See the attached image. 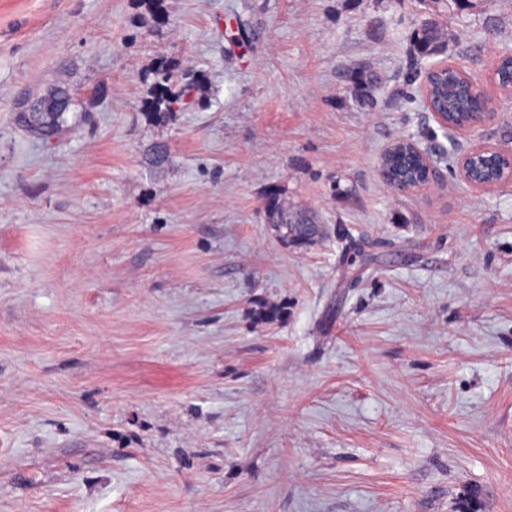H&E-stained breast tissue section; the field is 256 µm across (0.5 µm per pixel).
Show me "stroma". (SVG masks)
<instances>
[{
    "instance_id": "obj_1",
    "label": "stroma",
    "mask_w": 512,
    "mask_h": 512,
    "mask_svg": "<svg viewBox=\"0 0 512 512\" xmlns=\"http://www.w3.org/2000/svg\"><path fill=\"white\" fill-rule=\"evenodd\" d=\"M428 14L0 0V512H512V187L456 169L512 144V108L447 139ZM449 26L483 74L512 0ZM166 57L204 103L161 119ZM62 82L82 116L22 127L19 97ZM399 137L437 167L412 193L379 173ZM272 189L328 237L283 244ZM449 30L447 25L437 18L430 17L423 21L415 33V49L422 58L437 56L436 50L448 48ZM501 155L498 172V180L477 183L470 178V172L475 160L491 157L492 155ZM457 167L459 176L471 189L479 193L491 192L512 185V148L490 144L488 142H477L470 145L458 158Z\"/></svg>"
}]
</instances>
